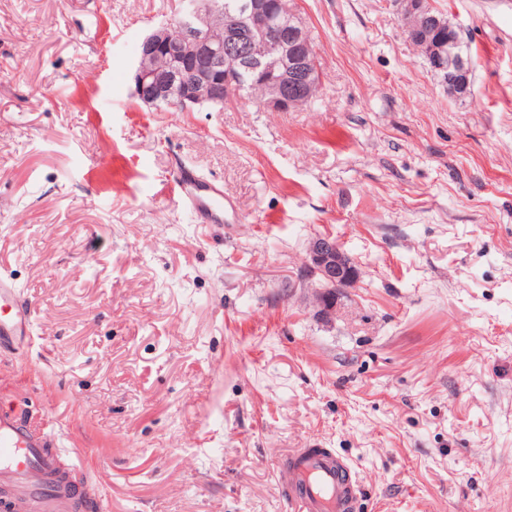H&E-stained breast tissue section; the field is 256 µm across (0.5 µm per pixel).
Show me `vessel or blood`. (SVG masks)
<instances>
[{"mask_svg": "<svg viewBox=\"0 0 512 512\" xmlns=\"http://www.w3.org/2000/svg\"><path fill=\"white\" fill-rule=\"evenodd\" d=\"M172 198L203 224L224 221V194L187 167L173 181ZM31 307L11 283L0 280V333L29 332ZM37 424H22L0 411V484L12 494L14 512H74L82 490L62 480L55 454ZM282 483L296 492L301 512H354L361 495L348 467L326 448H292L280 470Z\"/></svg>", "mask_w": 512, "mask_h": 512, "instance_id": "b4317fda", "label": "vessel or blood"}]
</instances>
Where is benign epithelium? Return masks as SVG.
Wrapping results in <instances>:
<instances>
[{"mask_svg":"<svg viewBox=\"0 0 512 512\" xmlns=\"http://www.w3.org/2000/svg\"><path fill=\"white\" fill-rule=\"evenodd\" d=\"M398 5L403 35L421 42L448 91L471 96V60L460 52V31L430 12L425 0ZM177 16L181 37H173L169 22L140 42L135 93L144 104L187 111L205 101H231L240 97L246 75L263 85L262 106L268 110H290L314 92L317 55L287 0H180ZM258 40L267 44L272 60L255 58ZM307 269L322 287L316 300L324 317L336 307V290L358 278L353 259L329 237L312 240Z\"/></svg>","mask_w":512,"mask_h":512,"instance_id":"benign-epithelium-1","label":"benign epithelium"}]
</instances>
